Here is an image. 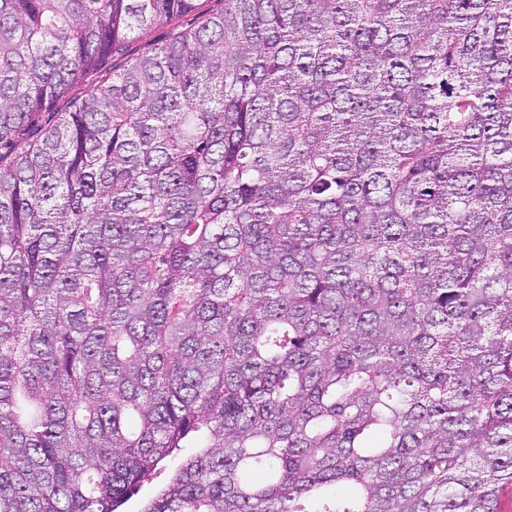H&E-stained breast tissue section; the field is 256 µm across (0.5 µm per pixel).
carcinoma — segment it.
Returning a JSON list of instances; mask_svg holds the SVG:
<instances>
[{
	"mask_svg": "<svg viewBox=\"0 0 512 512\" xmlns=\"http://www.w3.org/2000/svg\"><path fill=\"white\" fill-rule=\"evenodd\" d=\"M197 2L0 0V512H498L512 0ZM199 8L181 18L179 24L183 29H190L202 20L204 15L220 12L224 8V0H200ZM171 32L172 26H160L152 29L142 37L135 35L128 43V51L131 57L148 51V48H150L152 44L163 42L168 38ZM118 58L117 60L108 59L106 60L101 68L103 69L102 72L99 73H90L88 74L81 82L75 84L70 89L67 99H78L81 98L88 90H90L91 86L94 85L98 80H100L101 74L104 72V70H108L112 65L114 66L116 63L119 62ZM63 99V101L59 102L58 105L46 112H60L63 110V108L66 106V100ZM167 475L168 469L162 470L152 482L142 486L138 494L126 504L124 510L126 512H136L139 510L147 499L156 494L157 490L164 484Z\"/></svg>",
	"mask_w": 512,
	"mask_h": 512,
	"instance_id": "1",
	"label": "carcinoma"
}]
</instances>
